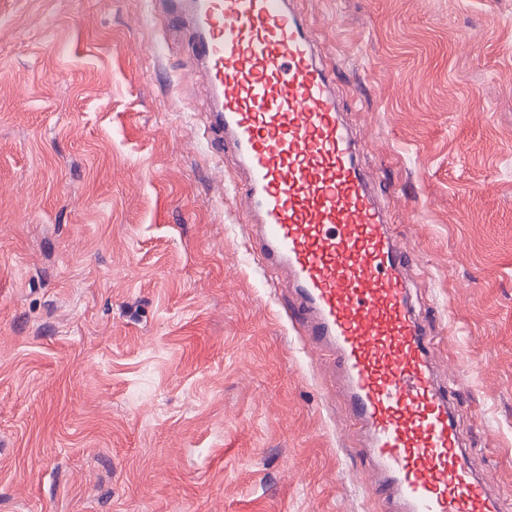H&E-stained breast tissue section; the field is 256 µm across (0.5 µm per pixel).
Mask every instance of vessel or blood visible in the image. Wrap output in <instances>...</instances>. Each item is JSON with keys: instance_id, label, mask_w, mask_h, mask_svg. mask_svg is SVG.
Masks as SVG:
<instances>
[{"instance_id": "1", "label": "vessel or blood", "mask_w": 512, "mask_h": 512, "mask_svg": "<svg viewBox=\"0 0 512 512\" xmlns=\"http://www.w3.org/2000/svg\"><path fill=\"white\" fill-rule=\"evenodd\" d=\"M190 23L217 106L207 138L246 171L235 185L260 226L265 266L287 267L288 318L327 349L368 433L395 512H512L473 471L430 355L440 338L413 303V259L394 238L336 77L296 0H167Z\"/></svg>"}]
</instances>
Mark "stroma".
Wrapping results in <instances>:
<instances>
[{"label": "stroma", "instance_id": "obj_1", "mask_svg": "<svg viewBox=\"0 0 512 512\" xmlns=\"http://www.w3.org/2000/svg\"><path fill=\"white\" fill-rule=\"evenodd\" d=\"M301 7L512 498V0ZM209 102L145 0H0V512H383Z\"/></svg>", "mask_w": 512, "mask_h": 512}]
</instances>
